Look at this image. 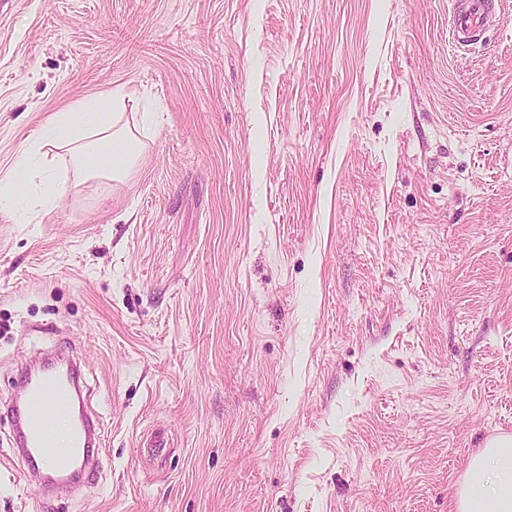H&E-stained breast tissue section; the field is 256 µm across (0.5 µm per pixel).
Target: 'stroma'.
Listing matches in <instances>:
<instances>
[{"label":"stroma","mask_w":512,"mask_h":512,"mask_svg":"<svg viewBox=\"0 0 512 512\" xmlns=\"http://www.w3.org/2000/svg\"><path fill=\"white\" fill-rule=\"evenodd\" d=\"M13 0L0 177L115 85L158 120L121 182L0 210V512H452L512 435V0ZM80 363L97 484L45 493L6 408ZM163 440L149 452L152 437ZM501 20L491 0H455L452 8L450 38L458 49L468 50L478 35Z\"/></svg>","instance_id":"stroma-1"}]
</instances>
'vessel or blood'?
I'll return each instance as SVG.
<instances>
[{
	"label": "vessel or blood",
	"instance_id": "vessel-or-blood-1",
	"mask_svg": "<svg viewBox=\"0 0 512 512\" xmlns=\"http://www.w3.org/2000/svg\"><path fill=\"white\" fill-rule=\"evenodd\" d=\"M501 20L491 0H454L450 37L460 49H469L478 35ZM17 397L11 401L14 446L20 457L37 462L56 478L47 490L59 494L73 484L84 483L98 464L101 435L85 413H74L81 398L79 382L50 366L25 368L17 381ZM72 418L70 439L56 445L46 434L47 423Z\"/></svg>",
	"mask_w": 512,
	"mask_h": 512
}]
</instances>
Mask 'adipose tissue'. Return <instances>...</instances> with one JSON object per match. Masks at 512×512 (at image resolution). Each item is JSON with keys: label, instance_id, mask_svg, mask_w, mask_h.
<instances>
[{"label": "adipose tissue", "instance_id": "ef3b65f1", "mask_svg": "<svg viewBox=\"0 0 512 512\" xmlns=\"http://www.w3.org/2000/svg\"><path fill=\"white\" fill-rule=\"evenodd\" d=\"M131 92L123 86L87 96L48 114L39 135L18 155L16 166L25 174L24 184L0 178V210L11 208L17 198L41 209H53L60 195L51 151L65 153L76 179L123 181L138 161L144 143L139 130L152 122L143 113L138 124L124 120L121 110ZM470 474H490L487 488L462 484L455 494L453 512H512V436H498L474 455Z\"/></svg>", "mask_w": 512, "mask_h": 512}]
</instances>
